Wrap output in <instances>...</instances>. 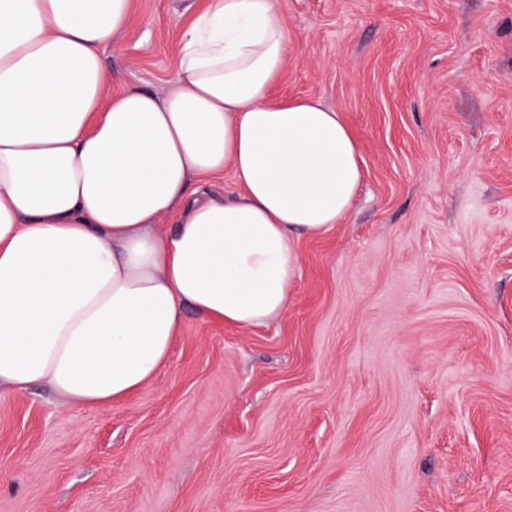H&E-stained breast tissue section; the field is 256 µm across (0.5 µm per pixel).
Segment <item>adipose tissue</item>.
I'll use <instances>...</instances> for the list:
<instances>
[{
    "label": "adipose tissue",
    "mask_w": 512,
    "mask_h": 512,
    "mask_svg": "<svg viewBox=\"0 0 512 512\" xmlns=\"http://www.w3.org/2000/svg\"><path fill=\"white\" fill-rule=\"evenodd\" d=\"M130 7L0 0V386L75 407L150 383L183 306L244 329L280 318L299 240L339 223L362 179L338 111L270 99L273 0H209L162 96L113 93L103 71ZM227 169L225 199L207 183Z\"/></svg>",
    "instance_id": "adipose-tissue-1"
}]
</instances>
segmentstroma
Instances as JSON below:
<instances>
[{
    "label": "stroma",
    "mask_w": 512,
    "mask_h": 512,
    "mask_svg": "<svg viewBox=\"0 0 512 512\" xmlns=\"http://www.w3.org/2000/svg\"><path fill=\"white\" fill-rule=\"evenodd\" d=\"M273 100L361 144L287 311L193 308L124 402L0 392V512H512V0H274ZM202 0H133L113 92L162 94Z\"/></svg>",
    "instance_id": "obj_1"
}]
</instances>
